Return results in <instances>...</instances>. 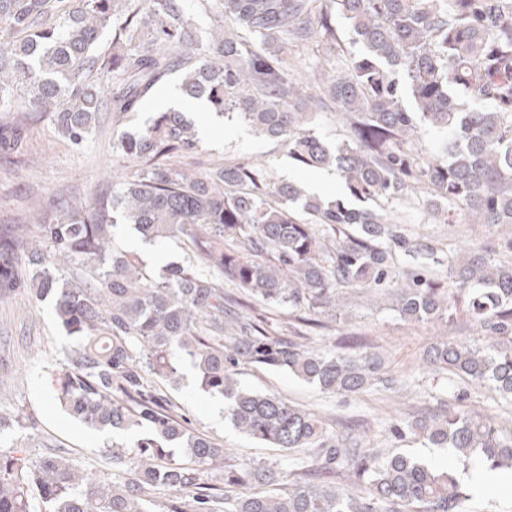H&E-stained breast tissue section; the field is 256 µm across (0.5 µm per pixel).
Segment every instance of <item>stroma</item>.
Listing matches in <instances>:
<instances>
[{
  "label": "stroma",
  "instance_id": "1",
  "mask_svg": "<svg viewBox=\"0 0 512 512\" xmlns=\"http://www.w3.org/2000/svg\"><path fill=\"white\" fill-rule=\"evenodd\" d=\"M197 127L208 128L188 160L190 171L202 174L227 159L249 158L263 162L283 182L305 174L306 169L288 156L276 141L256 137L241 123L227 122L210 111L190 112ZM16 125L23 132V149L15 160L0 154V226L34 224L44 209L61 200L93 202L100 189L112 184V136L117 129L112 115L100 113L83 147H75L58 132L51 114L29 118L22 110L0 112L1 125ZM406 226L417 236L437 242L455 256L474 250L498 249L512 227L490 224H439L414 200L398 208ZM337 319L324 328L303 331L287 308L256 307L275 331L305 335L315 347L336 344L349 352H373L383 362L388 386L379 385L346 397L321 392L292 373L244 367L238 376L246 388L273 393L299 408L331 419L338 432L361 437L381 451H404L427 464L453 473L461 491L470 497L472 512H512V492L487 490L473 485L478 459L465 460L452 449L435 448L392 430L399 420L459 406L503 425L512 424V402L487 389L465 387L456 376L431 371L423 357L431 343L480 341L482 338L464 310L452 319L412 324L403 321L391 298L368 299L348 290L339 303ZM74 342L59 326L52 300L36 299L18 288L0 301V414L22 416L27 424L20 441L31 456L46 446L61 450L92 476H105L110 466L105 450L108 436L99 434L68 416L55 399L49 383L53 370L66 363ZM153 386L194 431L219 444L226 464L245 467L259 462L288 467L291 452L273 448L236 430L224 417L222 396L202 391L194 377L184 375L180 385L153 379Z\"/></svg>",
  "mask_w": 512,
  "mask_h": 512
}]
</instances>
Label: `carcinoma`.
Here are the masks:
<instances>
[{
  "label": "carcinoma",
  "instance_id": "carcinoma-1",
  "mask_svg": "<svg viewBox=\"0 0 512 512\" xmlns=\"http://www.w3.org/2000/svg\"><path fill=\"white\" fill-rule=\"evenodd\" d=\"M224 24L205 38L185 0H0V112L19 104L50 113L82 145L98 113L127 124L172 75L179 92L288 148L308 167H334L347 200L326 202L264 164L235 159L203 176L179 158L196 151L194 124L176 110L121 132L112 153L140 167L112 175V193L65 202L39 224L0 229V299L24 283L50 297L76 339L52 373L65 411L108 435L135 437L106 449L112 472L89 476L53 452L0 450V512H470L456 478L404 453L382 456L321 416L241 386L244 364L285 370L333 395L381 381L371 354L314 349L241 313L255 300L286 306L322 326L336 291L396 293L413 323L449 318L462 302L485 343L443 341L426 363L512 401V261L485 251L443 257L412 238L395 206L411 193L434 219L512 224V0H220ZM361 45L336 65V16ZM112 29V54L99 50ZM324 46L315 92L288 67V47ZM330 107L349 124L330 147L318 132ZM443 135L426 146L421 127ZM118 224L146 241L177 238L191 254L155 272L113 249ZM410 258L395 268L394 254ZM80 264L86 275L62 277ZM448 266V285L435 269ZM244 297H230L224 284ZM190 362L199 387L224 397V416L247 436L316 453L329 471L297 458L224 465V449L190 431L149 389L144 373L172 381ZM396 433L512 470V429L465 409L403 420ZM161 488L187 495L156 509Z\"/></svg>",
  "mask_w": 512,
  "mask_h": 512
}]
</instances>
